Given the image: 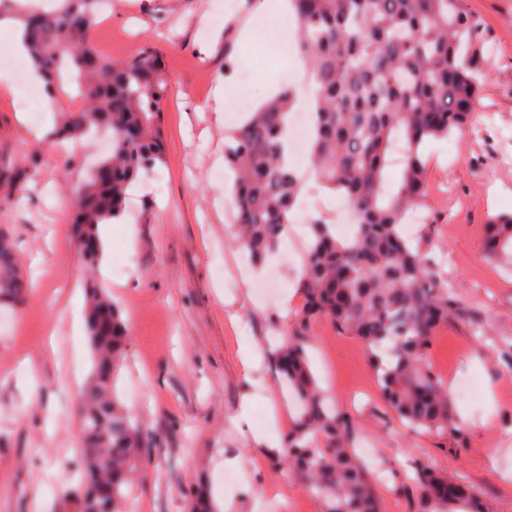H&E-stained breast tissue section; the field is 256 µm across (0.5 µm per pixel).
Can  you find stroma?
Masks as SVG:
<instances>
[{
    "label": "stroma",
    "instance_id": "1",
    "mask_svg": "<svg viewBox=\"0 0 512 512\" xmlns=\"http://www.w3.org/2000/svg\"><path fill=\"white\" fill-rule=\"evenodd\" d=\"M264 0H112L92 40L115 61L151 47L170 79L162 116L165 164L144 176L123 223L107 225V262L88 270L70 229L89 163L104 141L43 149L32 136L48 121L19 120L21 105L41 109L33 86L0 89V154L39 166L20 202L0 210L17 260L34 288L17 311L0 307V512H64L82 446L75 422L92 358L84 321L87 278L120 306L129 333L128 358L116 392L151 440L145 474L133 488V512H188L185 489L205 485L215 504L233 512H319L303 480L281 463L282 451L257 449L262 433L282 440L296 410L273 378L271 351L293 319L282 314L297 295L301 259L276 252L262 270L230 237L233 223L224 177V133L245 118L246 94L308 83L288 75L293 45L265 39L240 43V31ZM495 51L474 125L426 148L425 212L435 224L417 225L446 254L439 275L463 302L460 318L442 326L428 361L445 383L474 382L463 400L451 396L463 441L417 435L402 427L375 395L377 380L356 337L326 320L314 324L312 370L336 405L357 423V445L374 452L371 470L381 512H411L406 477L419 461L461 476L478 488L486 512H512V274L488 258L483 226L512 212V0H466ZM224 87L223 112L214 91ZM483 325L484 343L472 335ZM56 328L57 351H45ZM261 345L253 364L240 350ZM39 368L30 378L22 365ZM252 406L237 413L244 398ZM236 459L225 467V459ZM233 482H225V474Z\"/></svg>",
    "mask_w": 512,
    "mask_h": 512
}]
</instances>
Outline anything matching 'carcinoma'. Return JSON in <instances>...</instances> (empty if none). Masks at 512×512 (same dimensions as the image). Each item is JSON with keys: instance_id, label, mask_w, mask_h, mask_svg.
Masks as SVG:
<instances>
[{"instance_id": "obj_1", "label": "carcinoma", "mask_w": 512, "mask_h": 512, "mask_svg": "<svg viewBox=\"0 0 512 512\" xmlns=\"http://www.w3.org/2000/svg\"><path fill=\"white\" fill-rule=\"evenodd\" d=\"M108 0H61L50 8L18 7L29 56L52 90L67 79L73 103L60 109L54 138L90 132L111 137V151L89 171L79 197L75 239L101 241L99 226L124 215L141 174L165 163L160 117L168 80L158 53L123 60L101 55L92 35ZM297 50L311 68L317 112L308 175L348 204L358 226L340 245L322 219L310 242L298 288L303 306L273 354L279 384L297 419L284 438V462L321 504V512H379L374 481L358 456L356 421L336 408L308 361L312 325L328 319L364 344L379 394L406 427L451 436L457 427L448 389L428 364L437 330L462 313L448 280L436 274L434 242L403 234L408 212L425 206L426 144L465 131L481 106L491 65L489 36L463 0H291ZM297 101L283 87L224 135L233 176L237 242L256 262L276 252L291 223L304 179L285 160L288 118ZM400 155L397 179L389 176ZM29 174L0 155V207L26 195ZM487 255L512 267V214L484 225ZM30 282L17 269L9 232L0 227V306L23 303ZM86 323L94 356L80 419L83 450L75 464L72 512H123L135 478L150 462L140 423L114 396L128 330L100 288L90 291ZM412 512H482L480 493L430 463L413 479Z\"/></svg>"}]
</instances>
